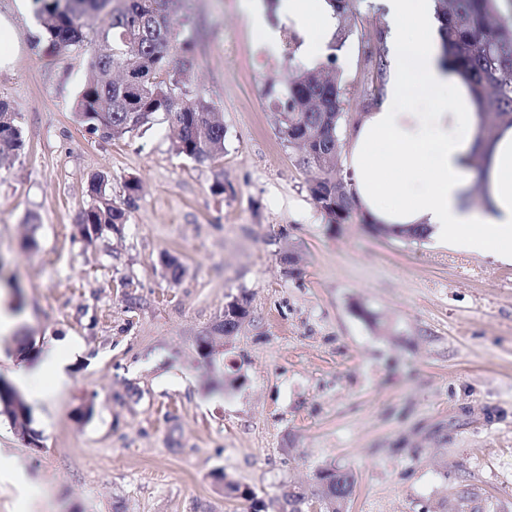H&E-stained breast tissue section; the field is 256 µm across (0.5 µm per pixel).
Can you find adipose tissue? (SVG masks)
I'll use <instances>...</instances> for the list:
<instances>
[{
    "label": "adipose tissue",
    "instance_id": "obj_1",
    "mask_svg": "<svg viewBox=\"0 0 512 512\" xmlns=\"http://www.w3.org/2000/svg\"><path fill=\"white\" fill-rule=\"evenodd\" d=\"M386 21L388 66L376 105L360 116L342 165L356 210L369 223L416 225L463 249L479 248L512 263V124L481 141L478 103L457 64L447 57L433 0H375ZM289 25L306 32L299 56L320 66L333 52L336 13L329 0H281ZM483 168L482 204L473 207L467 176ZM76 346L56 344L38 356L32 374L67 382Z\"/></svg>",
    "mask_w": 512,
    "mask_h": 512
}]
</instances>
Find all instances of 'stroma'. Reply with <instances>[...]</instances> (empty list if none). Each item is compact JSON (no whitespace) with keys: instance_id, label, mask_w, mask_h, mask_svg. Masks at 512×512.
Segmentation results:
<instances>
[{"instance_id":"stroma-1","label":"stroma","mask_w":512,"mask_h":512,"mask_svg":"<svg viewBox=\"0 0 512 512\" xmlns=\"http://www.w3.org/2000/svg\"><path fill=\"white\" fill-rule=\"evenodd\" d=\"M187 6L188 85L224 121L217 162L178 155L160 117L90 134L75 112L88 49L35 48L34 0H0L16 34L0 100L25 140L0 166V313L35 349L77 345L69 383L31 405L38 447L0 416V512H247L228 480L279 512L282 488L334 466L356 477L343 512H512V264L357 212L328 226L264 96L290 68L282 48L246 0ZM349 8L348 62L326 68L359 114L384 19ZM99 173L132 203L90 244L78 217ZM242 295L247 319L204 358Z\"/></svg>"}]
</instances>
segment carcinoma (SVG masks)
I'll use <instances>...</instances> for the list:
<instances>
[{
	"mask_svg": "<svg viewBox=\"0 0 512 512\" xmlns=\"http://www.w3.org/2000/svg\"><path fill=\"white\" fill-rule=\"evenodd\" d=\"M40 35L35 45L49 52L85 44L91 48L87 75L77 97L81 121L104 141L120 139L151 123L162 113L176 131L177 154L196 161H217L224 155V123L214 105L199 92L187 89L184 75L194 66L192 43L182 38L192 22L185 0H34ZM112 9L93 27V20L107 3ZM338 16L334 47L348 38L347 0H329ZM443 21L442 46L471 80L480 102V118L487 136L501 123H512V0H435ZM375 76L368 93L370 103L381 94L385 59L369 60ZM265 95L277 114L280 139L302 145L301 165L319 176L310 185L311 196L326 223L343 224L354 211L348 187L336 193V177L329 163L341 150L339 131L347 122L341 79L329 77L321 67H298L282 84H270ZM25 141L14 123L8 103L0 101V164L24 149ZM109 176L91 180L92 204L81 212L83 239L92 243L126 223L123 203L106 193ZM384 235L411 240L425 238L424 229L399 231L380 226ZM249 315L247 298L234 297L224 307V335H233ZM353 473L323 468L315 484L299 490L285 489L282 500L291 512H342L353 493ZM224 491L250 501V512H261V501L252 491H240L232 482Z\"/></svg>",
	"mask_w": 512,
	"mask_h": 512,
	"instance_id": "cac0c4a2",
	"label": "carcinoma"
}]
</instances>
